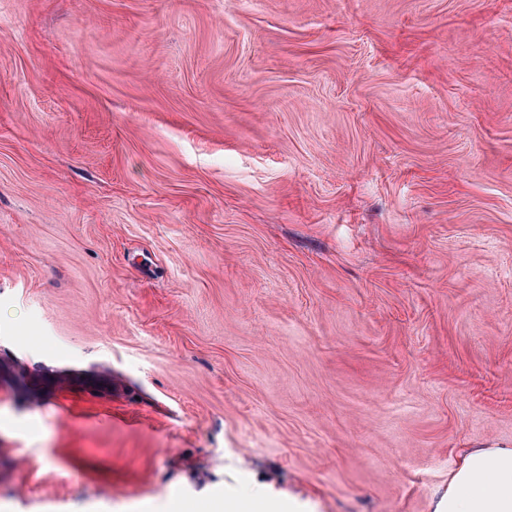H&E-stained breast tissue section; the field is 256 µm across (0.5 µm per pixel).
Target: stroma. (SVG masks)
<instances>
[{"instance_id": "1", "label": "stroma", "mask_w": 512, "mask_h": 512, "mask_svg": "<svg viewBox=\"0 0 512 512\" xmlns=\"http://www.w3.org/2000/svg\"><path fill=\"white\" fill-rule=\"evenodd\" d=\"M512 446V0H0V512H432Z\"/></svg>"}]
</instances>
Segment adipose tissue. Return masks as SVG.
<instances>
[{
  "mask_svg": "<svg viewBox=\"0 0 512 512\" xmlns=\"http://www.w3.org/2000/svg\"><path fill=\"white\" fill-rule=\"evenodd\" d=\"M434 512H512V447L464 452Z\"/></svg>",
  "mask_w": 512,
  "mask_h": 512,
  "instance_id": "1",
  "label": "adipose tissue"
}]
</instances>
